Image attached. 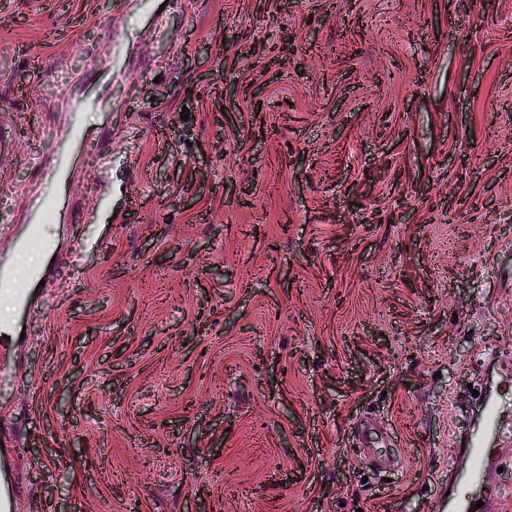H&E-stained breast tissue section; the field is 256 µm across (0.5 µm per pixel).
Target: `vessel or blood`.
I'll list each match as a JSON object with an SVG mask.
<instances>
[{"label": "vessel or blood", "instance_id": "b4317fda", "mask_svg": "<svg viewBox=\"0 0 512 512\" xmlns=\"http://www.w3.org/2000/svg\"><path fill=\"white\" fill-rule=\"evenodd\" d=\"M20 132L10 113H0V171L14 159ZM88 139L78 115H71L66 133L50 148L43 173L28 185L31 205L19 214L10 238L0 242V303L12 311L9 323L0 324V392L11 389L26 363L24 325L44 301L43 290L57 276V261L67 252L60 243H43V225L59 222V192L69 182L73 156ZM483 421L479 429L461 433L462 445L448 470V481L438 487L427 512H503L512 492L500 484L501 468L512 464V433L500 424L496 400L481 393ZM25 423L10 416L0 420V512H25L29 499L27 483L21 481L23 448L20 443ZM390 433L368 417L360 418L352 431L360 451L378 470L396 471L403 465L400 454L378 452L376 439ZM462 483L477 490V497L461 498L454 488Z\"/></svg>", "mask_w": 512, "mask_h": 512}]
</instances>
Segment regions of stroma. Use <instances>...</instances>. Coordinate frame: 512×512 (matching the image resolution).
I'll return each instance as SVG.
<instances>
[{"mask_svg":"<svg viewBox=\"0 0 512 512\" xmlns=\"http://www.w3.org/2000/svg\"><path fill=\"white\" fill-rule=\"evenodd\" d=\"M118 43L123 82L89 78ZM0 47L20 206L64 94L112 97L0 397L37 428L29 512H426L470 383L512 422V0H0ZM378 438L381 440L387 439L393 443L394 441L397 442L396 436L369 417H362L356 422L352 431V439L355 440L358 449L371 464L376 469L384 472L399 471L403 465V457L399 453L381 454L378 452V447L374 442Z\"/></svg>","mask_w":512,"mask_h":512,"instance_id":"stroma-1","label":"stroma"}]
</instances>
